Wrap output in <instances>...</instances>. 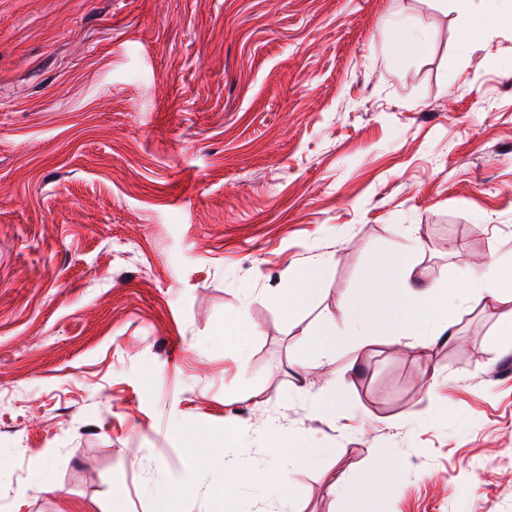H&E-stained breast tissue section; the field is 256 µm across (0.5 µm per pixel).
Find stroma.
<instances>
[{
    "mask_svg": "<svg viewBox=\"0 0 512 512\" xmlns=\"http://www.w3.org/2000/svg\"><path fill=\"white\" fill-rule=\"evenodd\" d=\"M377 254L451 285L512 261V27L455 0H0V512H225L230 456L244 512H280L250 477L274 423L304 441L298 512H355L342 474L377 512H512V303L426 359L382 336L306 362ZM324 257L317 307L271 302ZM239 473V462L230 460L229 463H225L224 468L218 470L212 479L211 490L213 494L220 498L228 497L239 478Z\"/></svg>",
    "mask_w": 512,
    "mask_h": 512,
    "instance_id": "1",
    "label": "stroma"
}]
</instances>
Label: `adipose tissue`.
<instances>
[{"label":"adipose tissue","instance_id":"1","mask_svg":"<svg viewBox=\"0 0 512 512\" xmlns=\"http://www.w3.org/2000/svg\"><path fill=\"white\" fill-rule=\"evenodd\" d=\"M326 266L322 259L298 269L287 286L274 294V302L291 313L314 306ZM371 266L372 274L351 293L339 318L324 321L317 333L310 335L313 362L329 363L333 346L341 337L364 345L379 336H415L419 339L416 349L423 357L437 339L452 336L463 304L512 298V265L490 271L471 270L456 286L439 282L425 287L413 282L412 266L407 261L383 255L372 259ZM385 288L394 295V304L387 313L377 304V297ZM296 442L295 434L275 427L271 445L276 450V461L257 473L259 482L284 493L291 484L293 469L301 462Z\"/></svg>","mask_w":512,"mask_h":512}]
</instances>
